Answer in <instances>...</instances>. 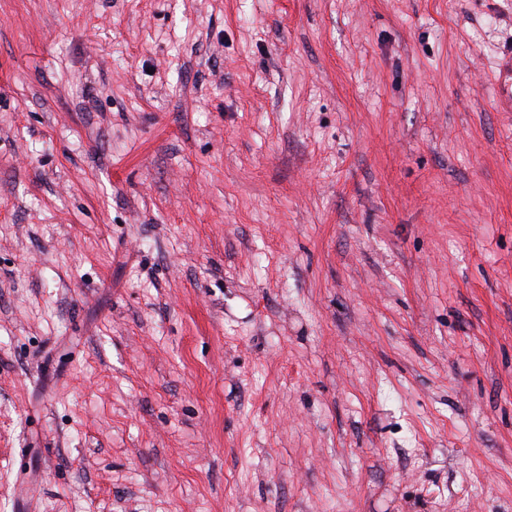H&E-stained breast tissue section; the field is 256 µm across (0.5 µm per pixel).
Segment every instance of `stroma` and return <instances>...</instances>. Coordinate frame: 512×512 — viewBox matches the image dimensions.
Instances as JSON below:
<instances>
[{
    "mask_svg": "<svg viewBox=\"0 0 512 512\" xmlns=\"http://www.w3.org/2000/svg\"><path fill=\"white\" fill-rule=\"evenodd\" d=\"M512 0H0V512H512ZM498 91L499 103L502 107L512 108V55H506L499 63L494 76Z\"/></svg>",
    "mask_w": 512,
    "mask_h": 512,
    "instance_id": "obj_1",
    "label": "stroma"
}]
</instances>
